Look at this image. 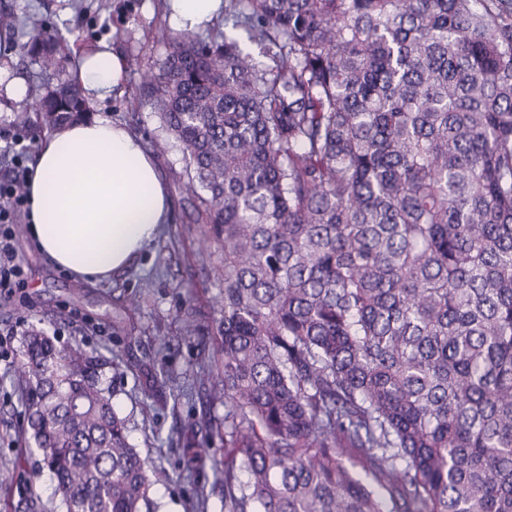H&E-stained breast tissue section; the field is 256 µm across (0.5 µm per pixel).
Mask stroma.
Returning <instances> with one entry per match:
<instances>
[{"label":"stroma","mask_w":512,"mask_h":512,"mask_svg":"<svg viewBox=\"0 0 512 512\" xmlns=\"http://www.w3.org/2000/svg\"><path fill=\"white\" fill-rule=\"evenodd\" d=\"M18 18L37 14L49 19L52 30L82 44H107L124 54L127 76L122 94L113 95L93 112L113 121L159 134L153 109L134 107V85L157 74L166 56L158 31L166 21L164 0H0ZM159 162L168 182L172 218L159 237L146 247L129 271L104 281L86 282L73 293L72 278L59 271L28 237L24 225H16V243L26 267L27 284L9 300L0 301V334H7L8 356L0 360V471L9 470L10 482L0 484V512H49L55 504V484L42 470L37 455L25 442L23 407L17 377L23 340L37 329L63 346L80 341L100 360L96 380L108 390L132 443L144 457L162 460L171 470H181L170 441L192 418L210 415L223 419V405H209L204 394L179 400L155 401L151 421H144L146 401L132 366L151 358L177 378L193 385L198 355L213 351L218 342L215 321L222 294V253L200 224L188 223L177 190L185 169L178 143H171ZM140 300L137 310H125L128 298ZM193 315L200 333H184L186 315ZM123 316L126 329L112 330L113 316ZM207 494L206 512H223L224 485L212 469L196 471L191 479L152 487L150 497L158 512H187L196 492Z\"/></svg>","instance_id":"stroma-1"}]
</instances>
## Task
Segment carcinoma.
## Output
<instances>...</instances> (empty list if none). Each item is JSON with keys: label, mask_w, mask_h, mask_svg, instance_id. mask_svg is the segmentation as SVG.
Segmentation results:
<instances>
[{"label": "carcinoma", "mask_w": 512, "mask_h": 512, "mask_svg": "<svg viewBox=\"0 0 512 512\" xmlns=\"http://www.w3.org/2000/svg\"><path fill=\"white\" fill-rule=\"evenodd\" d=\"M43 73L63 48L30 16ZM136 97L224 256V512H512V0H224ZM86 119L81 86L34 102ZM96 358L36 331L18 391L56 512H155ZM148 398L177 396L151 361Z\"/></svg>", "instance_id": "carcinoma-1"}]
</instances>
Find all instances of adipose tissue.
I'll list each match as a JSON object with an SVG mask.
<instances>
[{
  "label": "adipose tissue",
  "instance_id": "1",
  "mask_svg": "<svg viewBox=\"0 0 512 512\" xmlns=\"http://www.w3.org/2000/svg\"><path fill=\"white\" fill-rule=\"evenodd\" d=\"M223 0H172L169 21L198 30ZM125 57L108 45L86 50L76 79L91 104L123 84ZM27 232L69 276L99 281L128 269L169 223L166 181L139 136L99 116L43 135L28 179Z\"/></svg>",
  "mask_w": 512,
  "mask_h": 512
}]
</instances>
